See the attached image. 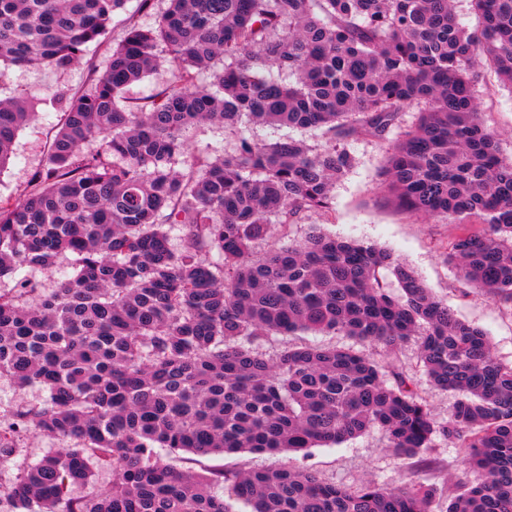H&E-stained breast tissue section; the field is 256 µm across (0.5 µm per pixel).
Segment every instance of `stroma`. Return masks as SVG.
Listing matches in <instances>:
<instances>
[{"label":"stroma","mask_w":512,"mask_h":512,"mask_svg":"<svg viewBox=\"0 0 512 512\" xmlns=\"http://www.w3.org/2000/svg\"><path fill=\"white\" fill-rule=\"evenodd\" d=\"M123 36V18L114 16L100 44L92 46L85 63L58 74L47 66L12 69L0 79V97L35 92L52 97L58 89L79 90L89 82L90 68H103L112 47ZM476 99L481 118L493 131L503 155H512V88L503 85L493 69L477 65ZM415 113L408 112L398 126L384 138L375 139L355 133L336 144L350 151L355 165L333 192L330 218L310 216L308 222L292 225L288 237H304L310 225H321L324 232L360 239L387 249L409 265L422 278L433 294L467 323L483 329L492 344L494 355L503 365L512 364V307L501 304L479 289L466 286L458 271L445 258L449 239L458 231L456 225L416 217L398 210L385 187V161L389 148L399 139L402 130L416 122ZM62 120V114L51 105L40 106L37 117L19 131L14 154L0 171V195L18 196L28 172L43 159L50 137ZM369 358L391 366L397 375L406 377L412 388L430 407L434 416L447 420L455 396L436 389L420 363L415 341L402 344L395 353L362 344L358 347ZM202 468L250 469L261 467L300 466L317 474L328 483L355 488L373 481L387 487L408 484L432 485L440 489L430 505L431 512H443L445 496L454 492L461 481H481V473L463 470L453 444L436 439L431 448L405 459L386 448L381 431L372 430L338 446L311 449L309 455L288 452L238 453L207 455L198 462Z\"/></svg>","instance_id":"1"}]
</instances>
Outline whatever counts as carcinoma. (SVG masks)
<instances>
[{"instance_id":"obj_1","label":"carcinoma","mask_w":512,"mask_h":512,"mask_svg":"<svg viewBox=\"0 0 512 512\" xmlns=\"http://www.w3.org/2000/svg\"><path fill=\"white\" fill-rule=\"evenodd\" d=\"M155 25L126 21L90 86L49 100L63 113L23 194L0 197V377L40 385L0 426V462L20 438L63 443L21 465L5 512H430L437 489H355L296 467L197 471L192 456L307 454L380 430L413 457L456 441L464 469L445 512H512V366L487 334L458 319L386 249L310 225L333 210L354 166L336 137L381 139L417 109L390 148L392 203L456 235L446 258L463 283L512 303V160L481 119L475 63L512 86V0H166ZM127 0H0V64L82 62ZM288 71V82L270 74ZM157 87L139 104L125 91ZM24 95L0 100V171L36 116ZM318 130L320 145L285 136L238 139L183 159V132L243 121ZM183 233L174 242L171 230ZM72 275L57 281V264ZM388 271L400 296L381 278ZM40 273L44 280L36 279ZM346 336L391 354L414 338L435 387L457 394L438 421L410 384L349 348L285 345L271 336ZM112 483L77 493L96 474Z\"/></svg>"}]
</instances>
